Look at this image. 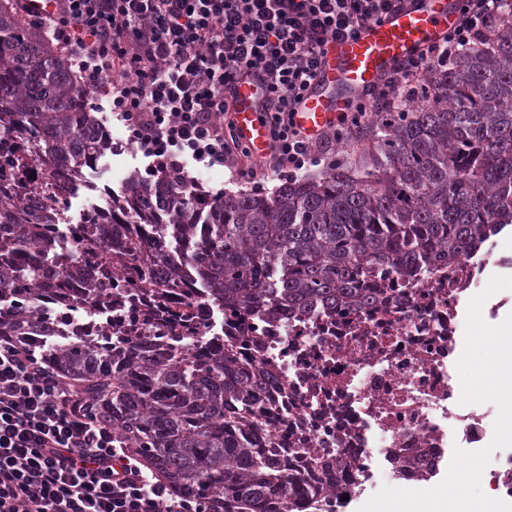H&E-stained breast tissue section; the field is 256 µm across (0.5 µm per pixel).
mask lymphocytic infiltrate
Segmentation results:
<instances>
[{"instance_id": "lymphocytic-infiltrate-1", "label": "lymphocytic infiltrate", "mask_w": 512, "mask_h": 512, "mask_svg": "<svg viewBox=\"0 0 512 512\" xmlns=\"http://www.w3.org/2000/svg\"><path fill=\"white\" fill-rule=\"evenodd\" d=\"M404 0H18L50 27L84 76L107 85L149 158L151 176L189 196L218 202L187 166L231 168L253 183L260 172L295 174L376 106L399 111L426 75L450 65L491 22L512 17V0H460L439 44L398 61L321 136L308 137L296 109L318 75L327 38L354 36ZM263 86L268 152L255 166L235 132L232 93L245 77ZM43 342L0 336V512H208L173 497L147 475L112 425L76 384L47 365Z\"/></svg>"}]
</instances>
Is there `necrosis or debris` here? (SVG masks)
<instances>
[{
	"label": "necrosis or debris",
	"mask_w": 512,
	"mask_h": 512,
	"mask_svg": "<svg viewBox=\"0 0 512 512\" xmlns=\"http://www.w3.org/2000/svg\"><path fill=\"white\" fill-rule=\"evenodd\" d=\"M500 236L414 276L371 274L376 298L283 318L234 305L216 310L197 288L152 284L119 295L54 293L30 302L34 319L57 316L62 343L128 340L162 356L224 355L272 374L258 393L259 444L315 488L318 512H353L379 482L399 488L438 481L454 448L493 437L490 409L460 402L457 361L472 296L491 276H512ZM343 460L324 473L322 464Z\"/></svg>",
	"instance_id": "obj_1"
}]
</instances>
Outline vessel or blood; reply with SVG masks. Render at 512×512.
Returning a JSON list of instances; mask_svg holds the SVG:
<instances>
[{
  "mask_svg": "<svg viewBox=\"0 0 512 512\" xmlns=\"http://www.w3.org/2000/svg\"><path fill=\"white\" fill-rule=\"evenodd\" d=\"M458 14V0H406L402 8L368 23L355 36L328 40L319 78L296 110L297 124L312 136L325 132L349 102L373 86L397 61L441 43L455 26ZM261 110L257 85L239 83L233 101L236 132L259 159L269 145Z\"/></svg>",
  "mask_w": 512,
  "mask_h": 512,
  "instance_id": "b4317fda",
  "label": "vessel or blood"
}]
</instances>
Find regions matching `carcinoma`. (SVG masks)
Here are the masks:
<instances>
[{
	"instance_id": "carcinoma-1",
	"label": "carcinoma",
	"mask_w": 512,
	"mask_h": 512,
	"mask_svg": "<svg viewBox=\"0 0 512 512\" xmlns=\"http://www.w3.org/2000/svg\"><path fill=\"white\" fill-rule=\"evenodd\" d=\"M427 99L405 113L377 112L341 141L362 150L320 176L284 181L271 193H226L202 223L181 185L132 172L112 201V235L135 234L136 256H119V287L162 281L203 288L219 305L307 312L373 301L361 275L411 273L477 247L486 225H512V19L493 24L434 79ZM87 92L47 29L0 0V178L43 164L50 181L30 190L68 207L65 186L107 151ZM54 208L18 224L0 196V295L12 325L47 336L28 304L71 276L70 242L98 253L97 224H69L48 236ZM49 362L82 385L87 398L179 496L211 512H284L302 477L276 454L255 448V392L269 376L221 355L169 360L139 343L120 350L75 341L51 349Z\"/></svg>"
}]
</instances>
